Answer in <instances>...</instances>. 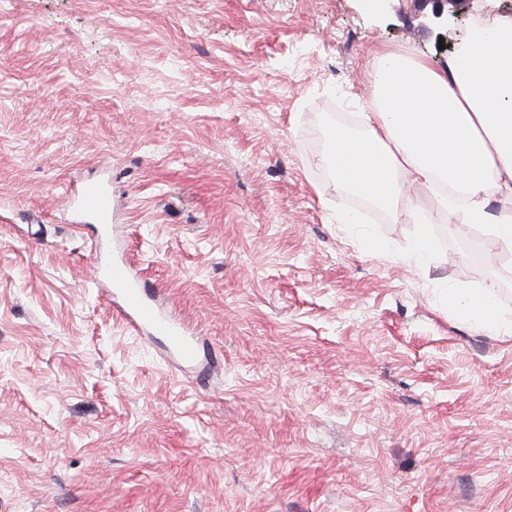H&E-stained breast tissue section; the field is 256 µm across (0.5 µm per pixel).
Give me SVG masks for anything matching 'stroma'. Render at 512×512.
Instances as JSON below:
<instances>
[{"mask_svg":"<svg viewBox=\"0 0 512 512\" xmlns=\"http://www.w3.org/2000/svg\"><path fill=\"white\" fill-rule=\"evenodd\" d=\"M483 4L512 16L0 0V512H512V335L440 300L493 280L512 309L501 253L436 223L418 267L414 225L320 162L375 55L445 67ZM107 174L99 239L67 191ZM98 255L191 322L204 372L114 318Z\"/></svg>","mask_w":512,"mask_h":512,"instance_id":"1","label":"stroma"}]
</instances>
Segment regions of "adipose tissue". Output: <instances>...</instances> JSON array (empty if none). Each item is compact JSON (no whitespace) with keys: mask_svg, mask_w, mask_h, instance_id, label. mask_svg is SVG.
Instances as JSON below:
<instances>
[{"mask_svg":"<svg viewBox=\"0 0 512 512\" xmlns=\"http://www.w3.org/2000/svg\"><path fill=\"white\" fill-rule=\"evenodd\" d=\"M369 111L359 130L333 125L321 158L338 190L384 211H396L404 183L453 186L460 201L440 198L439 213L401 211L416 227L414 251L426 258L430 226L480 225L490 248L512 251V207L491 212V200L512 198V17L476 18L446 69L427 59L384 51L375 56ZM450 310L478 328L512 334V310L497 285L479 292L448 290Z\"/></svg>","mask_w":512,"mask_h":512,"instance_id":"adipose-tissue-1","label":"adipose tissue"}]
</instances>
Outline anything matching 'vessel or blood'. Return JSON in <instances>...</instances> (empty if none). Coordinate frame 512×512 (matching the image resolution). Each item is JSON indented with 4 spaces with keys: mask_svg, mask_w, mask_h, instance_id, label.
<instances>
[{
    "mask_svg": "<svg viewBox=\"0 0 512 512\" xmlns=\"http://www.w3.org/2000/svg\"><path fill=\"white\" fill-rule=\"evenodd\" d=\"M72 204L93 216L101 231H108L114 218L110 183L84 182ZM107 292L114 302L113 312L134 334L163 337L169 350L190 362L197 357V341L188 325L164 307L128 262L113 264L107 274Z\"/></svg>",
    "mask_w": 512,
    "mask_h": 512,
    "instance_id": "vessel-or-blood-1",
    "label": "vessel or blood"
}]
</instances>
